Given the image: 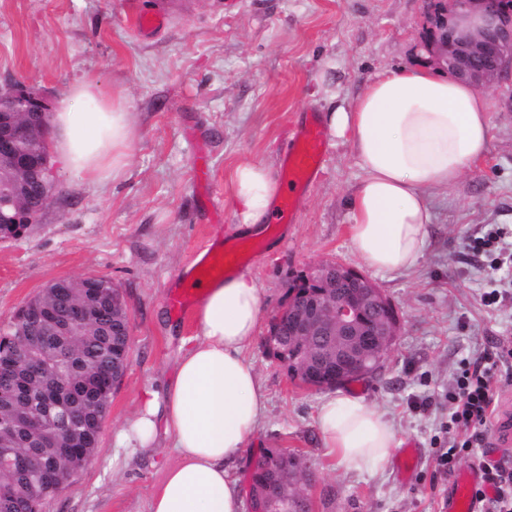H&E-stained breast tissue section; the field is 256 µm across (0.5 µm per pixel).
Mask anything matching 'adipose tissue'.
<instances>
[{
    "instance_id": "ef3b65f1",
    "label": "adipose tissue",
    "mask_w": 512,
    "mask_h": 512,
    "mask_svg": "<svg viewBox=\"0 0 512 512\" xmlns=\"http://www.w3.org/2000/svg\"><path fill=\"white\" fill-rule=\"evenodd\" d=\"M322 119L332 136L350 140L363 172L349 200L358 257L378 273L414 267L429 236L435 191L487 151L484 99L467 83L421 65L377 75L352 106L334 107ZM52 123L62 165L95 182L124 177L135 129L121 101L108 97L96 78L73 87ZM281 191L275 169L239 163L229 176V201L240 229L262 233ZM263 311L262 290L248 274L205 286L195 310L197 334L172 382L161 394L144 391L123 444L149 450L167 438L178 456L149 512H244L230 465L266 413L264 389L245 356ZM316 424L326 455L347 472L384 469L398 445L382 412L342 391L320 402Z\"/></svg>"
}]
</instances>
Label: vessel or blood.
Instances as JSON below:
<instances>
[{
    "mask_svg": "<svg viewBox=\"0 0 512 512\" xmlns=\"http://www.w3.org/2000/svg\"><path fill=\"white\" fill-rule=\"evenodd\" d=\"M325 150L326 143L319 126L311 122L302 127L286 161L288 187L278 205L276 220H283L293 212L300 191L318 171ZM244 265L245 251L241 244L235 243L221 250L207 249L189 269L186 287L173 289L170 298L173 308L184 311L198 298L201 286L239 272ZM481 482L482 471L478 468L455 475L448 485L445 512H477L473 493Z\"/></svg>",
    "mask_w": 512,
    "mask_h": 512,
    "instance_id": "obj_1",
    "label": "vessel or blood"
}]
</instances>
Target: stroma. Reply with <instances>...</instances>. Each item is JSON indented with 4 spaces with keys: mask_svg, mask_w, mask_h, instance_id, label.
Returning a JSON list of instances; mask_svg holds the SVG:
<instances>
[{
    "mask_svg": "<svg viewBox=\"0 0 512 512\" xmlns=\"http://www.w3.org/2000/svg\"><path fill=\"white\" fill-rule=\"evenodd\" d=\"M154 0H0V84L19 81L56 106L81 80L99 78L130 112L137 136L126 175L94 186L52 161L55 187L36 224L0 242V323L52 280L99 275L130 315L127 369L112 393L94 459L48 499L44 512H148L174 449L136 452L119 432L146 386L174 376L192 311L169 292L194 254L238 241L228 177L243 160L283 167L299 127L321 116L326 89L353 102L378 74L418 65L422 0H173L166 24L144 33L135 17ZM327 70L331 84L320 87ZM486 155L434 198L424 254L412 269L366 268L348 234L347 200L362 171L347 140L327 138L322 166L289 220L244 267L264 294V321L296 276L324 261L363 271L395 308L400 331L375 374L343 383L393 425L398 448L373 474L344 472L325 455L315 423L323 391L296 385L256 337L246 355L267 396L266 415L234 475L247 487L269 450L298 456L310 512H442L449 478L448 387L461 359L512 337V273H491L469 243L503 228L512 252V78L484 95ZM508 293L491 309L482 296ZM417 450L410 472L399 462Z\"/></svg>",
    "mask_w": 512,
    "mask_h": 512,
    "instance_id": "stroma-1",
    "label": "stroma"
}]
</instances>
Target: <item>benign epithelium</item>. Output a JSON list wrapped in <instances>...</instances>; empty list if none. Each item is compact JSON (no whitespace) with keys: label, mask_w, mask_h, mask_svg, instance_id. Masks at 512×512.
Listing matches in <instances>:
<instances>
[{"label":"benign epithelium","mask_w":512,"mask_h":512,"mask_svg":"<svg viewBox=\"0 0 512 512\" xmlns=\"http://www.w3.org/2000/svg\"><path fill=\"white\" fill-rule=\"evenodd\" d=\"M425 23L418 44L420 60L445 68L455 77L485 92L512 74V5L505 0H426ZM48 128V108L39 94L21 82L0 88V158L22 172L26 190L40 196L30 212L18 210L6 215L0 210V240L14 239L7 224H21L27 231L35 217L50 202L53 193L50 141L43 136L38 158L29 160L23 141L30 128ZM84 293L76 298L70 278H59L41 291L47 300L32 308L29 325L0 337V411L12 406L15 397L39 380L44 391L42 415L56 428L51 447L73 457L74 469L84 465L75 455L77 448L98 447L109 398L97 400L82 412L73 410L72 399L97 383L92 376L60 377L38 350L26 342L41 336L60 346L72 335L82 312L90 307L115 308L107 291L106 278H80ZM318 291L290 294L288 304L274 322L288 324L295 349V382L304 386L318 378V372L335 384L372 372L390 352L399 335L398 316L379 288L357 269L340 263H321L307 275ZM32 418L21 414L9 426H0V442L29 444ZM69 473L52 466L43 468L39 481L27 488L24 500L36 508L44 489L66 487Z\"/></svg>","instance_id":"1"}]
</instances>
